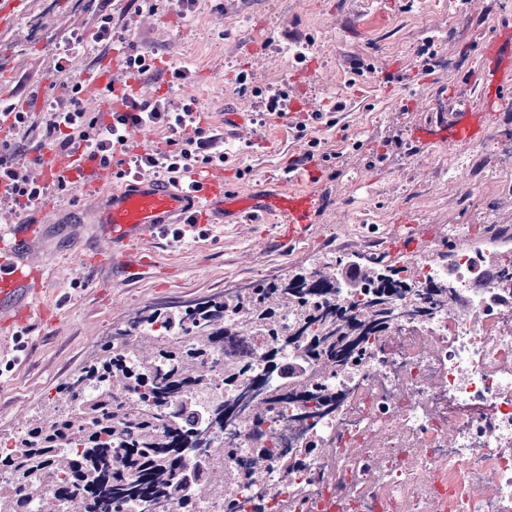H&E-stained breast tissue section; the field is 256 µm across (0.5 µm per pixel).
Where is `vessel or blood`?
Masks as SVG:
<instances>
[{"mask_svg": "<svg viewBox=\"0 0 512 512\" xmlns=\"http://www.w3.org/2000/svg\"><path fill=\"white\" fill-rule=\"evenodd\" d=\"M487 99L464 104L452 113L448 122L449 147H466L481 136L483 112ZM65 176L81 186L94 202V221L105 225V247L80 258L82 267L101 264L120 265L135 273L139 264L129 262L134 247L155 240L170 228L184 224L189 217L204 219L214 213L232 224H250L262 216L278 219L280 239L284 242L303 240L319 198L307 189V182L318 177L311 165L288 169L277 190L265 193H230L224 189V173L213 169H196L189 181H160L141 177L113 187L109 197L100 190L112 179L111 167L90 158L83 147H76L69 157L61 158L45 152L43 176L54 179ZM34 224L0 225V328L22 329L31 316V303L38 297L45 265L33 257Z\"/></svg>", "mask_w": 512, "mask_h": 512, "instance_id": "1", "label": "vessel or blood"}]
</instances>
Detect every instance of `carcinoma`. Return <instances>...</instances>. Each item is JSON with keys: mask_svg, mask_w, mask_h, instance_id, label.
Returning <instances> with one entry per match:
<instances>
[{"mask_svg": "<svg viewBox=\"0 0 512 512\" xmlns=\"http://www.w3.org/2000/svg\"><path fill=\"white\" fill-rule=\"evenodd\" d=\"M348 284L364 298L336 302ZM410 290L405 266L394 271L377 261L330 258L226 291L221 299L137 313L60 388L53 412L32 418L0 449V473L12 478L10 487H0V512H30L53 474L54 500L76 502V512H121L131 502L198 512L209 500L204 490L212 485V457L236 454L230 446L209 451L206 436L245 418L253 422V454L246 461L251 477L261 481L257 472L271 454L288 477L299 455L271 446L262 428L266 415L288 403L302 405L305 418L326 415L336 408V394L304 384L296 367L284 365L283 353L301 348L305 362L333 374L345 371L364 356L370 337L387 329L391 305ZM451 294L448 282L428 281L414 315H432ZM250 336L262 337L264 369L248 362ZM217 349L228 350L225 394L212 400L206 381ZM276 371L287 377L272 389L268 374ZM190 455L198 462L187 470Z\"/></svg>", "mask_w": 512, "mask_h": 512, "instance_id": "obj_1", "label": "carcinoma"}]
</instances>
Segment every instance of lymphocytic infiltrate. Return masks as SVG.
<instances>
[{
    "instance_id": "f902f5d3",
    "label": "lymphocytic infiltrate",
    "mask_w": 512,
    "mask_h": 512,
    "mask_svg": "<svg viewBox=\"0 0 512 512\" xmlns=\"http://www.w3.org/2000/svg\"><path fill=\"white\" fill-rule=\"evenodd\" d=\"M92 39L123 57V77H139L152 71L153 60L149 55L130 51L124 39L114 37L111 14H99ZM64 89V94L53 101L44 128L46 140L59 154L66 155L75 146H84L89 155L100 158L104 165L115 166L117 178L126 180L143 175L184 179L194 168L220 166L228 157L223 132L209 123L195 99L176 104L164 96L145 100L130 94L123 98L122 110L112 111L110 121L106 122L99 113L87 109L81 83H67ZM138 126L164 131V147L130 154L127 131ZM20 152V146L12 145L7 153L0 154V180L11 183V194L6 199L11 211H33L36 202L45 200L49 193L68 191L70 182L65 178L48 183L39 180L35 171L43 163L41 156L22 164L17 160Z\"/></svg>"
}]
</instances>
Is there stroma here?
<instances>
[{"label":"stroma","instance_id":"35a3bbf8","mask_svg":"<svg viewBox=\"0 0 512 512\" xmlns=\"http://www.w3.org/2000/svg\"><path fill=\"white\" fill-rule=\"evenodd\" d=\"M116 30L135 50L154 56V73L141 78L146 98H194L216 126L228 112H253L258 89L287 86L291 98L343 111L325 114L297 138L291 118L247 123L228 140L226 190H276L284 169L319 142L320 199L306 241L267 243L260 224H212L206 236L159 238L141 246L148 270L122 278L111 267L84 272L76 258L91 253L100 234L93 203L81 190L53 199L37 242L47 256L42 292L59 309L48 324L33 323L26 347L0 373V436L22 431L59 387L98 354L113 327L144 307L188 304L250 282L282 278L329 256L353 257L355 226L388 229L412 218L431 243L448 240L452 224H473L480 209L512 230V196L460 193L449 209L438 167L448 148L411 140L410 127L444 134L452 112L471 100L489 71L512 61V0H196L182 18L177 0H112ZM94 0H9L0 11V103L42 113L61 85L80 74L107 70L114 53L98 44L72 53L69 38H90ZM433 41L435 57L417 53ZM306 46L305 60L294 52ZM65 58L57 72V58ZM189 65L186 79L169 69ZM251 77L249 89L237 81Z\"/></svg>","mask_w":512,"mask_h":512}]
</instances>
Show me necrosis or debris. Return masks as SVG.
<instances>
[{
  "label": "necrosis or debris",
  "mask_w": 512,
  "mask_h": 512,
  "mask_svg": "<svg viewBox=\"0 0 512 512\" xmlns=\"http://www.w3.org/2000/svg\"><path fill=\"white\" fill-rule=\"evenodd\" d=\"M464 247L422 249L417 286L448 280L446 308L417 320L411 293L351 370L329 378L342 395L333 414L299 421L280 406L263 426L302 455L265 483L227 461L211 480L232 478L239 499L264 494L266 512H512V237L452 224Z\"/></svg>",
  "instance_id": "necrosis-or-debris-1"
}]
</instances>
